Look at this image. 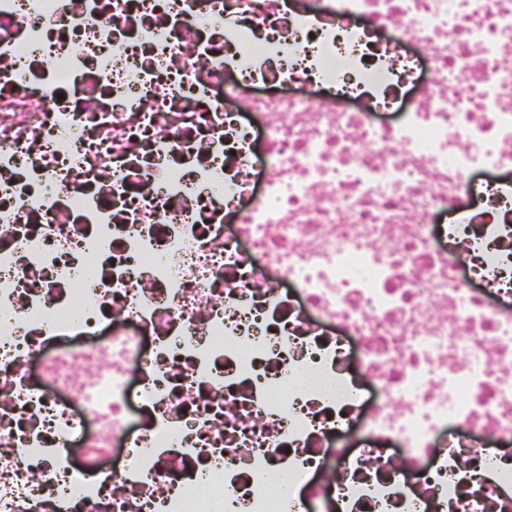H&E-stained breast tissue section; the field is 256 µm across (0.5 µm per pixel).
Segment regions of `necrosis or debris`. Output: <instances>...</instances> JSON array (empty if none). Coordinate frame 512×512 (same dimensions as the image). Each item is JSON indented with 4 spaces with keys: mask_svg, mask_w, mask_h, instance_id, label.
<instances>
[{
    "mask_svg": "<svg viewBox=\"0 0 512 512\" xmlns=\"http://www.w3.org/2000/svg\"><path fill=\"white\" fill-rule=\"evenodd\" d=\"M512 0H0V512H512Z\"/></svg>",
    "mask_w": 512,
    "mask_h": 512,
    "instance_id": "obj_1",
    "label": "necrosis or debris"
}]
</instances>
